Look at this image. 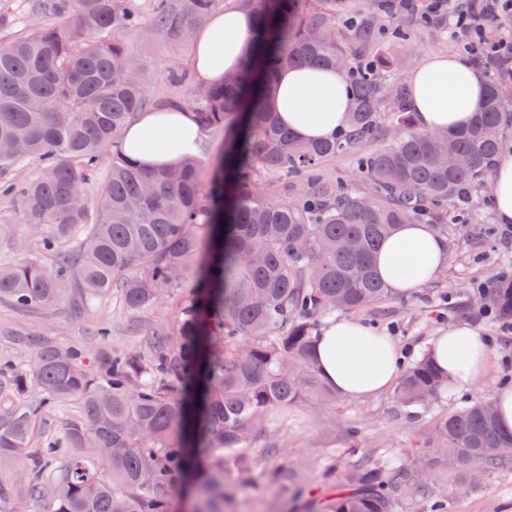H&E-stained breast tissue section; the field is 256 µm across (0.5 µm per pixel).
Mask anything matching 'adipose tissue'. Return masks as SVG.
Listing matches in <instances>:
<instances>
[{
  "label": "adipose tissue",
  "mask_w": 512,
  "mask_h": 512,
  "mask_svg": "<svg viewBox=\"0 0 512 512\" xmlns=\"http://www.w3.org/2000/svg\"><path fill=\"white\" fill-rule=\"evenodd\" d=\"M256 12L235 0L212 13L194 34L192 64L198 82L218 84L239 68L254 38ZM270 101L281 126L299 139L317 141L335 136L348 124L352 106L344 73L286 66L277 75ZM407 107L427 130L467 126L481 108L486 84L463 56L429 58L410 74ZM202 147L201 129L186 108L141 115L124 134L123 150L141 167L169 168ZM492 197L499 223L512 224V152H503L492 178ZM448 263V245L427 224H403L379 248L375 268L396 292L422 288ZM438 367L447 372L450 393L478 383L486 370L489 349L479 330L452 325L429 345ZM323 380L338 396L357 400L391 387L399 376L400 353L392 341L357 320L330 321L316 342Z\"/></svg>",
  "instance_id": "ef3b65f1"
}]
</instances>
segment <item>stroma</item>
I'll use <instances>...</instances> for the list:
<instances>
[{
  "label": "stroma",
  "instance_id": "35a3bbf8",
  "mask_svg": "<svg viewBox=\"0 0 512 512\" xmlns=\"http://www.w3.org/2000/svg\"><path fill=\"white\" fill-rule=\"evenodd\" d=\"M403 25L411 37L413 52L398 81H406L407 70L427 58L465 52L463 44L443 32L438 21L426 23L409 16ZM136 46L144 62L151 99H179L180 90L168 84L166 75L171 68L190 66L192 44L164 36L137 40ZM472 214L469 233L456 239L436 286L396 295L387 308L369 306L357 312L355 318L390 336L407 361L419 357L448 325L475 326L482 331L490 351L483 378L469 391L444 397L420 414L400 407L389 389L360 400L307 398L288 410L274 412L271 427L255 437L249 454L259 474L276 464H286L294 478L303 483L304 498L291 502L245 488L235 505L237 512H304L307 502L348 490L347 475L359 458L372 462L409 459L410 448L423 440L438 417L487 400L495 386L512 385V335H500L497 325L481 316L472 289L473 284L487 283L512 271V248L503 247L492 233L496 225L492 206L475 199ZM39 243V235L21 224L17 201L0 196V265L38 257ZM75 296V289H68L65 300L48 311H21L1 301L0 357L31 369L32 350L16 343L15 338L36 332L60 344L82 348L87 363L98 368L108 354L138 352L152 332H169L176 326L177 299L173 296L150 310L133 313L113 295L96 302L82 315L72 308ZM76 412L75 401L57 405L35 428L28 454L0 461V486L15 484L18 474L30 465L32 453L38 452L46 439H63ZM352 427L359 428L364 439V448L358 454L349 447L348 430ZM465 471L460 464L433 471L434 485L448 491V512H512V471L482 474L471 490L460 485Z\"/></svg>",
  "mask_w": 512,
  "mask_h": 512
}]
</instances>
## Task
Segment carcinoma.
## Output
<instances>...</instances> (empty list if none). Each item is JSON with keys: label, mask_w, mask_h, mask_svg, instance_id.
Listing matches in <instances>:
<instances>
[{"label": "carcinoma", "mask_w": 512, "mask_h": 512, "mask_svg": "<svg viewBox=\"0 0 512 512\" xmlns=\"http://www.w3.org/2000/svg\"><path fill=\"white\" fill-rule=\"evenodd\" d=\"M223 0H36L19 33L0 38V174L35 160L37 176L0 183L20 203L21 223L53 228L43 259L0 267V300L46 310L69 287L78 305L117 288L123 305L147 311L183 287L175 333L157 337L146 358L114 354L105 373L84 351L48 336L26 337L40 397L25 401L26 374L4 363L0 381V460L27 449L33 426L61 400L79 415L67 427L74 453L48 444L10 512L35 500L45 512H177L171 489L184 484L192 512H224L232 487L252 482L246 454L268 428V415L313 395L336 393L314 354L320 319L385 305L395 292L373 257L400 224H428L443 239L462 236L461 193L483 185L501 146L505 85L491 82L465 128L425 131L403 111L398 61L377 54L356 73L349 44L371 49L385 28L371 15L342 33L349 0H254L257 54L247 69L175 102L200 127L224 135L210 171L191 158L148 171L126 157V129L150 103L144 64L130 37H185ZM352 73L348 127L332 140L307 142L285 130L268 107L285 65ZM396 104L394 136L376 103ZM469 158L459 168L445 143ZM358 154L370 189L308 174L339 153ZM99 185L92 176L104 157ZM306 177L295 199L273 195L265 176ZM499 318H512V277L481 296ZM448 393V375L429 353L403 369L395 392L403 408L427 411ZM411 453L440 463L512 471V432L475 402L438 418ZM270 481L286 497L302 489L286 467ZM351 490L313 512H405L419 497L429 512H448V496L408 462H361Z\"/></svg>", "instance_id": "carcinoma-1"}]
</instances>
